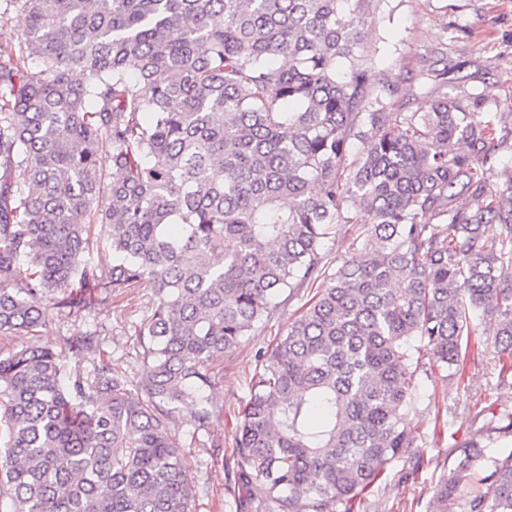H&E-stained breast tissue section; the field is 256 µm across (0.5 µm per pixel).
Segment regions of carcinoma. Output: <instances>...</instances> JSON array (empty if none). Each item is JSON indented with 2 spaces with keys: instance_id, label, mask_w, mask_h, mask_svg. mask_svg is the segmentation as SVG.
Here are the masks:
<instances>
[{
  "instance_id": "obj_1",
  "label": "carcinoma",
  "mask_w": 512,
  "mask_h": 512,
  "mask_svg": "<svg viewBox=\"0 0 512 512\" xmlns=\"http://www.w3.org/2000/svg\"><path fill=\"white\" fill-rule=\"evenodd\" d=\"M3 2L20 25L0 40V335H43L47 297L80 316L124 288L155 296L135 393L93 332L65 342L91 357L67 384L48 346L0 357L7 512H190L169 418L186 407L198 439L211 360L276 293L322 276L237 414L258 508L355 512L420 447L404 416L421 351L459 370L478 316L512 389V126L481 94L386 111L390 83L360 49L366 0ZM351 204L369 227L327 275L322 240ZM91 224L109 267L90 258ZM486 438L464 440L429 512H512V451L488 457Z\"/></svg>"
}]
</instances>
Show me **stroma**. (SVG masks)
Masks as SVG:
<instances>
[{"label":"stroma","mask_w":512,"mask_h":512,"mask_svg":"<svg viewBox=\"0 0 512 512\" xmlns=\"http://www.w3.org/2000/svg\"><path fill=\"white\" fill-rule=\"evenodd\" d=\"M364 20V51L397 89L387 100L388 111L428 112L443 97L464 99L481 92L489 99L487 111L512 118V0H371ZM444 68L449 76L443 80L437 73ZM347 215L348 223L337 225L320 249L331 273L355 256L365 229L358 208L349 207ZM317 290L308 284L278 294L251 336L212 362L209 393L219 410L207 445L185 447L188 480L203 489L193 512H255L257 503L242 489L232 454L237 412L249 397L259 354L279 341ZM152 305L148 289L128 288L113 293L88 320L74 321L62 318L49 298L43 303L49 331L40 342L61 351L64 367L71 369L89 359L85 352L64 348V339L97 332L101 350L133 390L145 373L138 327ZM494 330L493 320H477L469 355L456 376L434 368L418 371L406 426L421 436L430 464L406 480L399 468H391L386 483L366 495L361 512H426L463 440L485 429L493 413L512 410V390L499 385Z\"/></svg>","instance_id":"obj_1"}]
</instances>
